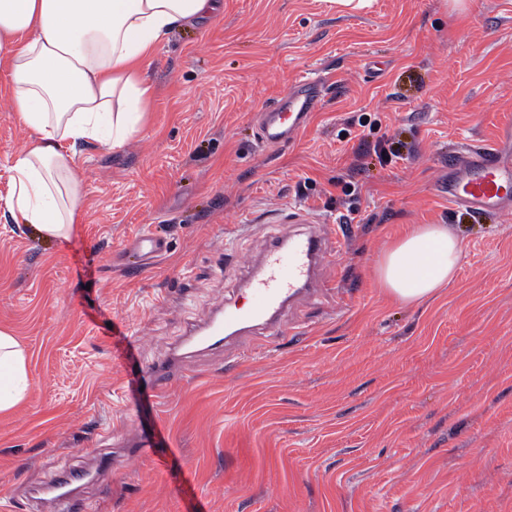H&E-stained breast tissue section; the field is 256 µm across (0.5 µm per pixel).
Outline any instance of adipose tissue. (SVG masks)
Returning a JSON list of instances; mask_svg holds the SVG:
<instances>
[{
    "label": "adipose tissue",
    "mask_w": 512,
    "mask_h": 512,
    "mask_svg": "<svg viewBox=\"0 0 512 512\" xmlns=\"http://www.w3.org/2000/svg\"><path fill=\"white\" fill-rule=\"evenodd\" d=\"M218 0H0V59L9 109L30 133L10 166L4 205L47 240L68 238L83 205L79 145L115 150L141 125L152 87L145 59L181 26L211 16ZM462 245L443 224H420L377 260L383 288L417 303L453 282ZM28 387L26 356L0 331V411Z\"/></svg>",
    "instance_id": "obj_1"
}]
</instances>
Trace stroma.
<instances>
[{
	"mask_svg": "<svg viewBox=\"0 0 512 512\" xmlns=\"http://www.w3.org/2000/svg\"><path fill=\"white\" fill-rule=\"evenodd\" d=\"M223 2L150 57L128 143L79 147L68 239L0 214V329L30 378L0 412V512H54L38 490L63 469L87 474L77 512H512V213L442 191L449 151L512 124V0ZM308 73L330 88L307 129L263 147L257 114ZM391 138L408 149L379 164L367 148ZM27 144L0 98V202ZM292 210L327 239L326 288L281 335L181 348L245 303ZM415 224L448 225L463 259L405 304L376 263ZM147 231L169 249L138 265L127 246ZM93 318L173 365L167 470L135 444L138 398Z\"/></svg>",
	"mask_w": 512,
	"mask_h": 512,
	"instance_id": "35a3bbf8",
	"label": "stroma"
}]
</instances>
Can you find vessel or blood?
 Masks as SVG:
<instances>
[{
    "instance_id": "1",
    "label": "vessel or blood",
    "mask_w": 512,
    "mask_h": 512,
    "mask_svg": "<svg viewBox=\"0 0 512 512\" xmlns=\"http://www.w3.org/2000/svg\"><path fill=\"white\" fill-rule=\"evenodd\" d=\"M324 79L303 76L295 81L287 96L266 108L259 127L258 140L268 148L296 141L307 128L318 106ZM450 203L470 213L504 214L512 211V153H504L498 144L468 145L448 155V180L444 185ZM295 232L278 236L263 249L260 265L246 282L251 297L249 309L219 311L205 326L193 329L189 341L213 346L235 336L256 333L271 335L281 328V318L302 291L318 285V272L326 253V239L300 212L290 214ZM131 249L147 257L164 253L167 243L159 235L146 232L136 236ZM122 374L125 384H142L151 397H159L168 372L165 367H145L131 352H124ZM168 439L156 411L138 418V444L155 457L157 467H165ZM83 473L65 470L47 486L55 512H70L74 504L73 488Z\"/></svg>"
}]
</instances>
